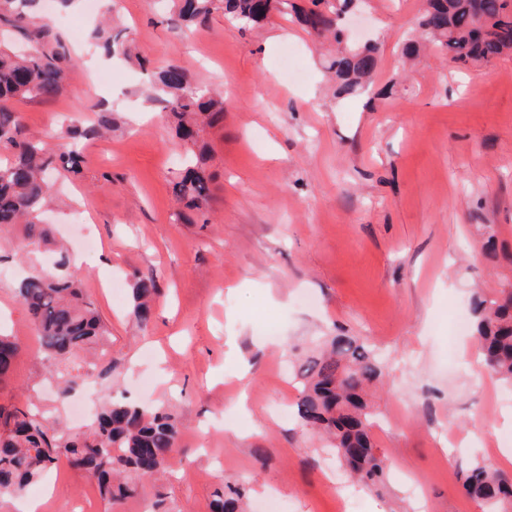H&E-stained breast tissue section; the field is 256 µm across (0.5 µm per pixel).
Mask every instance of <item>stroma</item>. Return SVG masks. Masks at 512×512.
I'll return each mask as SVG.
<instances>
[{
  "label": "stroma",
  "mask_w": 512,
  "mask_h": 512,
  "mask_svg": "<svg viewBox=\"0 0 512 512\" xmlns=\"http://www.w3.org/2000/svg\"><path fill=\"white\" fill-rule=\"evenodd\" d=\"M110 5L148 69L88 55L99 0H41L73 58L68 92L13 109L28 135L81 154L80 174L55 180L53 237L106 325L115 395L165 405L189 452L115 512L157 500L165 512H208L229 481L247 487L249 512H265L269 497L290 512H335L340 497L353 512H481L460 478L477 460L512 473V446L491 447L512 433V400L496 403L501 383L481 377L474 340L453 337L449 321L474 289L512 286V56L457 70L426 50L403 70L421 0H352L347 18L379 52L370 87L341 97L325 48L292 17L241 32L219 10L184 26L174 0ZM170 63L224 97L223 122L202 135L215 175L206 226L178 220L171 183L184 151L161 105L139 94ZM105 110L107 136H66ZM488 225L494 258L481 250ZM54 261L22 226H0V331L23 349L2 405L54 408L16 296L22 277L53 272ZM138 277L158 288L144 329L132 314ZM111 278L122 283L117 303L99 288ZM267 319L278 331L265 340ZM339 327L386 358L372 398L390 473L380 492L339 477L293 411L289 346L311 349ZM33 495L42 512L105 506L96 480L63 462Z\"/></svg>",
  "instance_id": "obj_1"
}]
</instances>
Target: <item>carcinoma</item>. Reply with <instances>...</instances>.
Segmentation results:
<instances>
[{"mask_svg":"<svg viewBox=\"0 0 512 512\" xmlns=\"http://www.w3.org/2000/svg\"><path fill=\"white\" fill-rule=\"evenodd\" d=\"M28 0H0V22L12 24L14 4ZM179 16L192 25H205L214 10L243 32L266 21L274 13L297 10V19L318 36L339 45L329 56L326 69L334 76L338 94L361 93L376 66L377 47L342 45L339 12L330 0H310L296 9L292 0H177ZM93 32L108 53L130 51L123 31L110 27ZM421 38L436 53L459 67L489 63L512 53V0H426L417 18ZM26 34L39 48L31 54L0 49V144L12 158L0 162V225L21 224L32 244L51 243L42 216L52 202L53 173L62 169L80 173L81 158L74 151L60 153L42 140L26 136L19 113L11 104L17 99H47L64 94L68 56L65 45L51 25L37 22ZM164 105L177 138L197 143L199 133L223 117L221 95L189 83L176 64L160 69L148 94ZM213 173L203 154H193L184 170L171 182L172 195L187 211L190 224H207ZM58 272L25 277L17 286L36 332L38 349L33 357L62 377L58 401L70 397L85 374L75 367L60 369L87 347L104 341L105 325L80 283L69 273L68 255L59 251ZM154 282L138 279L133 287L134 316L145 326L151 318L150 299ZM472 328L484 369L500 382L512 385V288H503L494 298L474 292ZM21 353L18 342L0 336V385L7 382ZM385 364L374 345L359 336L336 332L325 337L324 349L306 356L296 369L301 389L295 413L301 423L327 436L336 464L367 488L383 484L385 459L376 446L371 428L375 412L368 395L381 383ZM177 418L165 407L143 406L125 397L106 401L94 424L82 434L65 433L46 411L30 405L0 406V499L19 498L42 476L64 460L97 480L100 496L110 506L138 494L143 482L160 469L171 466L182 454ZM466 496L479 501L484 512H512V477L480 462L462 477ZM245 491L227 486L214 500L211 512H242Z\"/></svg>","mask_w":512,"mask_h":512,"instance_id":"1","label":"carcinoma"}]
</instances>
